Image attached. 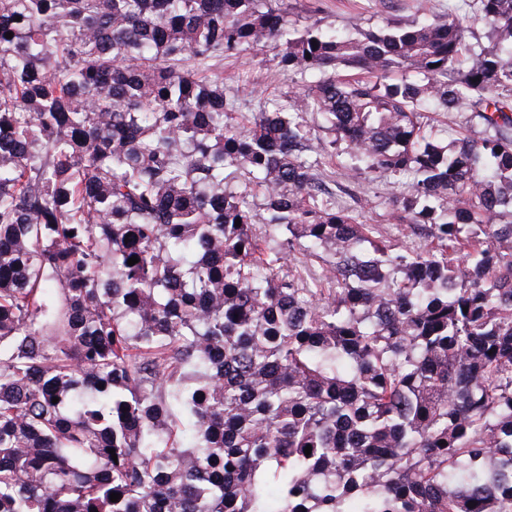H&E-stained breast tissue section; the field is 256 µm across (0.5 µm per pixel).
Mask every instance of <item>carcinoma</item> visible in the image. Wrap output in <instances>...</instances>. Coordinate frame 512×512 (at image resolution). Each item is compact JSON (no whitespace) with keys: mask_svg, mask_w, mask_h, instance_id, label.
<instances>
[{"mask_svg":"<svg viewBox=\"0 0 512 512\" xmlns=\"http://www.w3.org/2000/svg\"><path fill=\"white\" fill-rule=\"evenodd\" d=\"M0 512H512V0H0ZM291 18L300 26L320 23L359 36L387 23L411 24L448 6V0H288ZM275 50L265 48L258 54H248L239 58H224L218 67L224 71V87L244 88L248 97H272L288 92V80L278 75L269 61ZM330 166L327 169L328 175L325 176L326 183L333 189L340 184L349 188L348 194L336 191V200L339 205L353 209H359V206L363 205L366 207L365 219L369 224L380 225L392 234H397L395 225L398 222L389 207L384 204V197L387 192L384 183L368 175H362L358 180L348 182L342 176L345 171L338 164V161H336V165Z\"/></svg>","mask_w":512,"mask_h":512,"instance_id":"cac0c4a2","label":"carcinoma"}]
</instances>
